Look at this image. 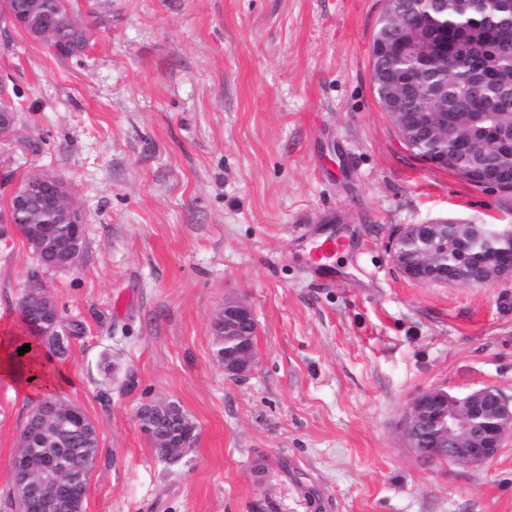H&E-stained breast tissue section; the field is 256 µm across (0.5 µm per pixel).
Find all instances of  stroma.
I'll use <instances>...</instances> for the list:
<instances>
[{
    "instance_id": "obj_1",
    "label": "stroma",
    "mask_w": 512,
    "mask_h": 512,
    "mask_svg": "<svg viewBox=\"0 0 512 512\" xmlns=\"http://www.w3.org/2000/svg\"><path fill=\"white\" fill-rule=\"evenodd\" d=\"M384 0H97L90 41L55 57L0 33L18 106L0 140V326L32 275L65 321L62 391L98 430L85 512H512V437L490 463L428 464L400 422L418 393L512 398V284L421 285L394 265L406 224H512L400 142L371 82ZM64 179L82 256L40 267L10 224L33 172ZM346 239L333 277L305 256ZM245 301L246 378L213 357L212 320ZM178 404L193 448L169 463L136 414ZM33 399L0 382V512Z\"/></svg>"
}]
</instances>
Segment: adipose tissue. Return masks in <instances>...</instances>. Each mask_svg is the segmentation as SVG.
<instances>
[{
  "mask_svg": "<svg viewBox=\"0 0 512 512\" xmlns=\"http://www.w3.org/2000/svg\"><path fill=\"white\" fill-rule=\"evenodd\" d=\"M21 337L20 325L0 328V379L10 382L25 394L56 389L64 382L65 375L42 351H35L26 365L16 363L12 351L15 342Z\"/></svg>",
  "mask_w": 512,
  "mask_h": 512,
  "instance_id": "ef3b65f1",
  "label": "adipose tissue"
}]
</instances>
